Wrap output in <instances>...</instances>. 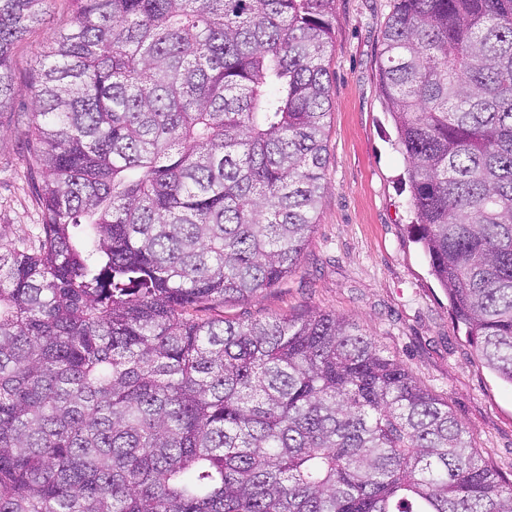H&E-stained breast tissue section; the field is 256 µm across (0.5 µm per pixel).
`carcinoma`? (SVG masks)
I'll list each match as a JSON object with an SVG mask.
<instances>
[{
  "label": "carcinoma",
  "instance_id": "1",
  "mask_svg": "<svg viewBox=\"0 0 512 512\" xmlns=\"http://www.w3.org/2000/svg\"><path fill=\"white\" fill-rule=\"evenodd\" d=\"M49 0H0V109ZM0 229V512H512V481L353 320L224 316L296 272L335 0H70ZM379 83L416 242L512 386V0H396Z\"/></svg>",
  "mask_w": 512,
  "mask_h": 512
}]
</instances>
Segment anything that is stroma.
I'll list each match as a JSON object with an SVG mask.
<instances>
[{
	"label": "stroma",
	"instance_id": "35a3bbf8",
	"mask_svg": "<svg viewBox=\"0 0 512 512\" xmlns=\"http://www.w3.org/2000/svg\"><path fill=\"white\" fill-rule=\"evenodd\" d=\"M49 9L48 25L14 51L18 85H25L35 68L40 44L72 25L69 0H51ZM393 9L394 0H336L327 167L317 228L294 275L224 313L246 319L320 309L353 318L447 402L472 448L512 480V387L477 359L414 241L406 165L392 147L395 131L377 75ZM29 112L26 95L0 111V228L14 238L35 234L42 221L22 175Z\"/></svg>",
	"mask_w": 512,
	"mask_h": 512
}]
</instances>
